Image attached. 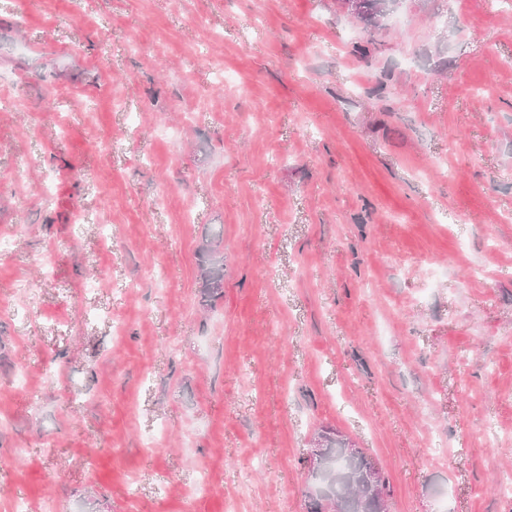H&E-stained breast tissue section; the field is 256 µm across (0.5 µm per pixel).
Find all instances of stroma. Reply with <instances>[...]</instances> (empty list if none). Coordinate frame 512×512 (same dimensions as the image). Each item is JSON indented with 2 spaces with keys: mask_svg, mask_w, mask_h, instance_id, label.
Here are the masks:
<instances>
[{
  "mask_svg": "<svg viewBox=\"0 0 512 512\" xmlns=\"http://www.w3.org/2000/svg\"><path fill=\"white\" fill-rule=\"evenodd\" d=\"M324 429L512 512V0H0V512H306ZM357 1V4L351 2ZM389 0H341L343 7L354 15L366 28L377 27L384 18L383 5Z\"/></svg>",
  "mask_w": 512,
  "mask_h": 512,
  "instance_id": "stroma-1",
  "label": "stroma"
}]
</instances>
